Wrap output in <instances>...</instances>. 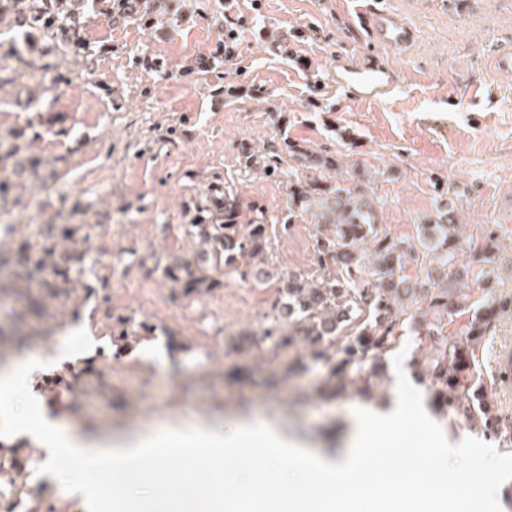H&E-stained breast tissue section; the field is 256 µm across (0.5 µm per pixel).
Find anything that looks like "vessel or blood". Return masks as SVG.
<instances>
[{"instance_id": "b4317fda", "label": "vessel or blood", "mask_w": 512, "mask_h": 512, "mask_svg": "<svg viewBox=\"0 0 512 512\" xmlns=\"http://www.w3.org/2000/svg\"><path fill=\"white\" fill-rule=\"evenodd\" d=\"M362 22L376 47L406 52L417 42L415 28L394 10L365 8ZM332 79L350 99L357 101H386L398 87L395 71L375 55L357 57L346 53L337 56Z\"/></svg>"}]
</instances>
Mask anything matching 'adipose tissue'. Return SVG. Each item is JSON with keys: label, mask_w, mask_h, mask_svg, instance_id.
Returning <instances> with one entry per match:
<instances>
[{"label": "adipose tissue", "mask_w": 512, "mask_h": 512, "mask_svg": "<svg viewBox=\"0 0 512 512\" xmlns=\"http://www.w3.org/2000/svg\"><path fill=\"white\" fill-rule=\"evenodd\" d=\"M405 413L401 402L377 415L358 410L349 420L347 446L337 455L300 447L277 426L252 420L232 423L221 434L204 421L174 424L160 440L145 434L120 440L83 434L45 418L33 427L8 410L0 414V421L45 439L57 458L77 461L82 478L76 487L86 496L94 495V477L99 473L107 474L116 490L149 479L152 492L133 502V512H334L336 489L354 497L362 512H373L380 501L394 512H432L438 501L452 496L453 484L418 479L414 467L404 463L381 468L371 462L369 444L376 430L391 428ZM161 442L175 448L223 449L229 460L223 485L178 478L181 464L158 453ZM244 442L250 443L260 460L261 483L244 478L250 469L238 453ZM294 461L302 462L305 474L297 484L284 477Z\"/></svg>", "instance_id": "adipose-tissue-1"}]
</instances>
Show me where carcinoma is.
<instances>
[{
    "label": "carcinoma",
    "instance_id": "obj_1",
    "mask_svg": "<svg viewBox=\"0 0 512 512\" xmlns=\"http://www.w3.org/2000/svg\"><path fill=\"white\" fill-rule=\"evenodd\" d=\"M152 0H0V31L25 23L22 38L28 50L41 55L56 50L61 54L87 57L94 49L83 40H58L55 32L80 26L101 16L110 23L129 19L150 20ZM247 167L261 164L263 174L288 178V219L311 212L321 223L315 225V268L307 275H291L279 288L272 305V326L262 333L247 334L249 346L271 339L275 348L294 352L289 368L303 371L319 363L329 368V379L355 384L366 394L380 376L381 361L398 347L407 318L406 308L424 305L434 321L428 336L441 338V345L428 359L425 379L439 414L460 415L496 439L503 448L512 447V421L499 413L495 392L476 377L474 353L497 323L500 313L512 311V295L493 298L477 307L459 336L445 334L446 319L467 309L472 289L459 280L437 276L431 287L407 288L410 279L402 274L420 247L435 254L438 267L447 269L458 258L459 218L455 210H441L424 225L418 245L377 232L374 216L364 212L367 197L359 187H348L340 177L341 165L331 154L318 155L305 145L281 135L275 143L255 154L242 147ZM310 169L319 176L291 180L293 168L285 161ZM187 236L203 251L196 259L176 261L165 274L184 282L190 291L214 288L219 282L208 270L230 269L261 284L270 281L269 225L258 217L250 224L236 221L234 202L214 199V206L199 209L193 222L185 225ZM374 283L369 290L365 285ZM119 333L112 339L124 343L141 338L144 325L131 317L118 319Z\"/></svg>",
    "mask_w": 512,
    "mask_h": 512
}]
</instances>
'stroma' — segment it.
<instances>
[{"mask_svg":"<svg viewBox=\"0 0 512 512\" xmlns=\"http://www.w3.org/2000/svg\"><path fill=\"white\" fill-rule=\"evenodd\" d=\"M163 2L147 26L90 20L84 38L95 56L57 58L50 89L18 75L19 33L0 34V68L15 73L0 87V256L9 260L0 267V350L79 351L25 381L51 417L79 432L161 435L178 420L219 428L252 414L305 447L339 448L351 413L391 405L395 368L412 372L434 341L406 330L370 394L349 384L332 397L322 392L325 365L289 376L288 355L273 343L234 350L235 332L267 327L275 287L232 272L188 294L165 269L193 257L184 226L220 187L239 223L259 210L267 223H289L272 239L279 278L313 270L316 217H289L287 180L241 160L242 146L261 148L283 130L366 174L379 232L414 242L430 216L455 208L469 245L457 263L470 287L481 285L471 245L494 234L495 293L512 294V71L488 64L512 49V0H377L419 31L410 52L383 51L399 92L377 104L348 100L330 78L337 53L375 51L356 12L364 0ZM49 247L76 258L68 292L56 291L49 270L31 282L15 276L14 257L36 261ZM111 253L125 267L108 264ZM122 316L152 328L162 357L145 362L142 343L113 342ZM502 349L512 350L510 312L476 352L484 384H494ZM401 395L411 406L401 441L380 435V455L459 474L465 497L481 495L492 463L512 478V449L439 415L421 379ZM435 439L445 450L436 459L424 453Z\"/></svg>","mask_w":512,"mask_h":512,"instance_id":"35a3bbf8","label":"stroma"}]
</instances>
